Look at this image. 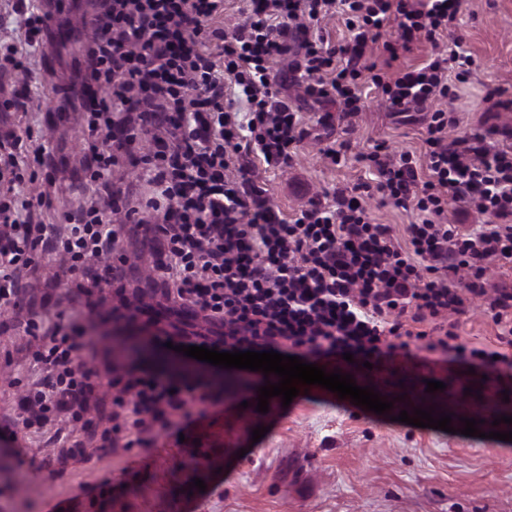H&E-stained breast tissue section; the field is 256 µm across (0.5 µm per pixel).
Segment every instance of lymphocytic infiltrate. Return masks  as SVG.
I'll return each instance as SVG.
<instances>
[{"instance_id": "1", "label": "lymphocytic infiltrate", "mask_w": 512, "mask_h": 512, "mask_svg": "<svg viewBox=\"0 0 512 512\" xmlns=\"http://www.w3.org/2000/svg\"><path fill=\"white\" fill-rule=\"evenodd\" d=\"M242 2L227 25L224 0H96L83 77L95 94L85 109L92 143L81 159L91 194L63 224L42 223L54 181L24 177L20 136H0V161L12 173L0 193V307L11 305L22 275H35L40 255L99 287L98 264L118 253L123 230L112 221L120 211L112 147L147 135L144 176L155 194L142 208L159 213L165 241L151 271L208 325L203 333L156 329L149 345L272 350L336 370L420 350L511 383L512 285L491 271L512 264V150L485 130L456 135L458 119L444 107L474 64L454 34L461 0ZM336 15L351 37L334 45L320 24ZM13 23L14 41L0 47V80L26 81L46 18L19 0ZM390 27L393 42L383 37ZM417 41L433 48L419 67L390 73L366 54L372 45L393 56ZM367 82L391 111L433 109L423 157L382 144L367 156L376 191L417 215L403 245L356 196L334 206L315 196L283 218L242 158L253 151L267 166L287 167L305 137L291 90L340 104L349 116L361 111ZM452 201L481 223L466 231L449 223ZM477 300L495 345L460 340L459 318ZM38 329L32 357L46 377L22 404L30 423L79 427L63 458L84 456L97 434L126 451L191 436L208 407L224 402L223 389L186 356L171 374L105 360L117 393L100 397L96 370L74 365L86 327L58 313L42 316Z\"/></svg>"}]
</instances>
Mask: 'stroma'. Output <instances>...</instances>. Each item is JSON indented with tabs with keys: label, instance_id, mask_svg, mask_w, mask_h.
<instances>
[{
	"label": "stroma",
	"instance_id": "35a3bbf8",
	"mask_svg": "<svg viewBox=\"0 0 512 512\" xmlns=\"http://www.w3.org/2000/svg\"><path fill=\"white\" fill-rule=\"evenodd\" d=\"M49 17L33 60L38 83L34 109L0 108V132L31 130L34 142L50 139L56 167L47 224H59L65 212L86 198L88 177L80 165L86 142L84 114L76 95L87 65L84 20L93 0H31ZM457 33L474 65L453 106L456 135L481 128L493 109L485 86L506 88L512 98V0H463ZM365 109L343 116L338 105L308 97L298 103L306 132L288 168L258 164V183L292 217L318 193H362L373 183L367 154L383 144L423 155L426 133L421 112L397 114L377 90L364 85ZM335 144L338 161L322 147ZM147 143L119 156L112 175L116 189L130 199L150 196L138 174L147 165ZM162 237L153 225L122 243L121 258L111 259L113 283L85 292L80 275L59 270L40 258L38 288L21 290L16 305L0 308V426L19 424L16 437L0 438V512H53L69 502L73 512H512V441L490 438L492 429L511 426L512 384L482 378L460 365L404 358L366 373L363 385L375 388L390 412L379 415L339 398L321 386L310 388L311 401L260 413L242 407L230 382L254 384L256 376L217 366L206 380L227 385L223 405L212 408L193 439L177 444L160 439L156 447L130 451L90 447L84 459L60 463L50 444L56 425L22 428L20 401L25 386L42 373L24 347L29 320L77 307L84 322L98 328V351L127 348L141 366L169 370L161 350L142 348L143 332L115 323L110 315L115 287L127 297L141 296L164 311L159 325L198 330L202 318H186L168 301L161 281L147 272L157 259ZM442 389L428 391V381ZM434 409L451 416L452 432L398 422L400 411ZM502 424H495V416ZM479 420L480 436L462 435V418ZM266 427L260 441L252 432ZM204 481V488L193 485Z\"/></svg>",
	"mask_w": 512,
	"mask_h": 512
}]
</instances>
